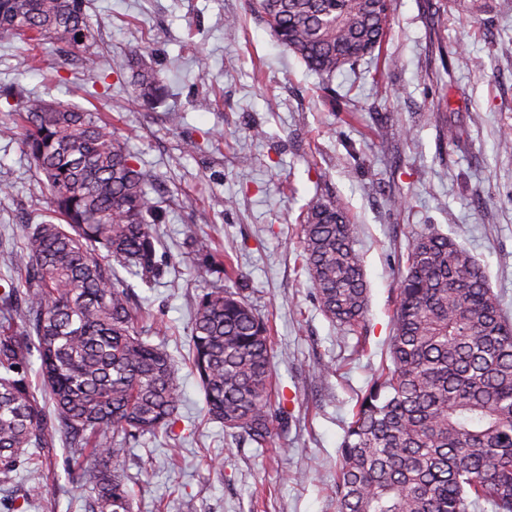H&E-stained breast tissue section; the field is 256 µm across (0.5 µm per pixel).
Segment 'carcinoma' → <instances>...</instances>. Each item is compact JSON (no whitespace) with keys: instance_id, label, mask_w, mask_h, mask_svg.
I'll return each instance as SVG.
<instances>
[{"instance_id":"1","label":"carcinoma","mask_w":512,"mask_h":512,"mask_svg":"<svg viewBox=\"0 0 512 512\" xmlns=\"http://www.w3.org/2000/svg\"><path fill=\"white\" fill-rule=\"evenodd\" d=\"M266 29L330 82L379 59L390 0H253ZM0 31L32 45L92 49L84 0H0ZM142 100L161 81L138 69ZM22 146L43 176L50 214L26 225L13 253L21 280L0 289V481L57 433L86 470L92 512H133L126 445L178 419L179 368L136 328L132 285L159 271L155 225L163 200L99 113L40 96L11 105ZM305 271L322 313L364 324L368 285L354 223L338 198L315 197L301 220ZM389 353L358 401L341 447L339 512H512V323L484 269L454 240L420 232L398 274ZM191 368L209 416L263 448L280 416L272 402L269 326L237 288H208L192 316ZM43 396L22 375L30 349Z\"/></svg>"}]
</instances>
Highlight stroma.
<instances>
[{"instance_id":"stroma-1","label":"stroma","mask_w":512,"mask_h":512,"mask_svg":"<svg viewBox=\"0 0 512 512\" xmlns=\"http://www.w3.org/2000/svg\"><path fill=\"white\" fill-rule=\"evenodd\" d=\"M391 8L382 83L364 62L337 76L330 94L277 45L249 0H88L95 49L112 68L104 82L83 68L81 51L47 44L33 53L0 34V183L12 188L0 196V283L17 278L10 253L47 208L4 90L116 119L165 202L161 273L135 281L134 292L139 330L180 366L181 406L175 437L128 451L133 512H338L341 444L358 399L390 362L397 273L417 232L466 248L512 320V151L502 148L512 142V0H482L476 15L448 0ZM228 16L237 27H225ZM135 56L164 78L157 105L135 98ZM452 127L463 132L455 144ZM320 195L340 198L355 222L369 288L358 334L326 318L296 260L302 208ZM395 195L405 201L397 210ZM198 236L232 256L243 295L273 325L285 420L272 447L210 420L189 368L195 301L225 283L194 252ZM324 365L330 375H319ZM39 456L40 489L19 463L0 483V512H87L89 459L59 442ZM287 470L299 480L283 481Z\"/></svg>"}]
</instances>
